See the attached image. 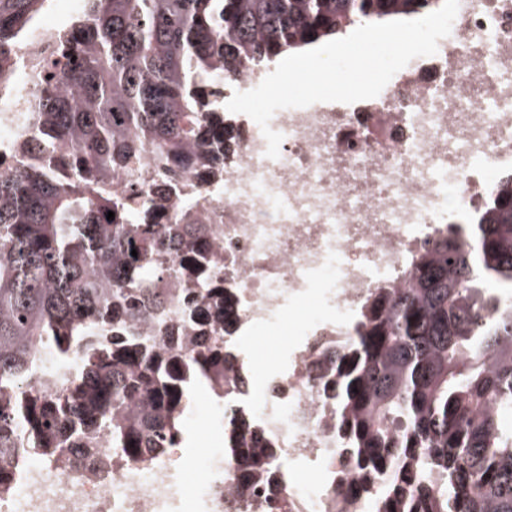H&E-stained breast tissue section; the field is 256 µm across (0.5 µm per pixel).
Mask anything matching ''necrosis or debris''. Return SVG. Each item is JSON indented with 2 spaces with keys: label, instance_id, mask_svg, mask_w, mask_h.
<instances>
[{
  "label": "necrosis or debris",
  "instance_id": "necrosis-or-debris-1",
  "mask_svg": "<svg viewBox=\"0 0 512 512\" xmlns=\"http://www.w3.org/2000/svg\"><path fill=\"white\" fill-rule=\"evenodd\" d=\"M52 25L36 26L0 91V160L36 111L37 61ZM224 177L185 172L211 230L214 271L231 288L240 333L292 325L296 342L261 385L243 347L225 377L238 395L215 406L232 430L250 418L277 449L279 512H328L353 473L341 463L336 421L321 388L326 349L346 343L369 288H398L411 251L448 218L480 208L512 167V0H460L438 51L397 72L373 99L277 111L278 159L247 115L226 113ZM232 452L211 448L186 480L180 451L101 462L78 454L19 462L0 512H268L243 492Z\"/></svg>",
  "mask_w": 512,
  "mask_h": 512
}]
</instances>
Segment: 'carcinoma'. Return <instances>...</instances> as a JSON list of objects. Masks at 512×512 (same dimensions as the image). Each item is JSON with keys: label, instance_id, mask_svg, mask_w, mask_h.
Wrapping results in <instances>:
<instances>
[{"label": "carcinoma", "instance_id": "carcinoma-1", "mask_svg": "<svg viewBox=\"0 0 512 512\" xmlns=\"http://www.w3.org/2000/svg\"><path fill=\"white\" fill-rule=\"evenodd\" d=\"M443 2L86 0L56 34L64 53L47 63L33 133L13 145L17 165L0 169V487L17 456L168 452L197 376L216 402L233 396L224 367L236 357V304L179 174L194 147L223 135L211 88L351 26ZM47 4L0 0L1 87ZM176 188L169 217L153 194ZM472 224L464 242L449 231L419 245L404 287L370 289L349 345L326 355L336 441L360 476L344 494L370 512H512V173ZM172 306L186 324L138 332ZM44 353L49 370L74 369L60 394L33 383ZM231 443L238 482L268 489L273 450L244 421Z\"/></svg>", "mask_w": 512, "mask_h": 512}]
</instances>
